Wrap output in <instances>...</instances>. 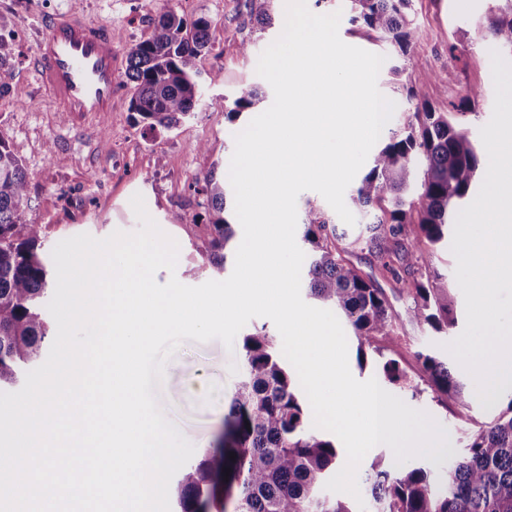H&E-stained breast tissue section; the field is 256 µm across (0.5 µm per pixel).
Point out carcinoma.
<instances>
[{
	"label": "carcinoma",
	"instance_id": "carcinoma-1",
	"mask_svg": "<svg viewBox=\"0 0 512 512\" xmlns=\"http://www.w3.org/2000/svg\"><path fill=\"white\" fill-rule=\"evenodd\" d=\"M271 0H245L256 25L271 23ZM353 29L391 41L409 55L417 38L412 0H349ZM211 21L189 22L175 10L160 15L151 34L127 44L129 111L151 131H171L194 112L202 97L197 59L211 51ZM480 28L512 48V0H499ZM481 97L471 88L446 112L415 109L404 127L391 131L373 155L351 201L368 217L355 237L337 233L318 207L303 215L304 284L309 295L342 313L356 336L357 358L397 339L387 294L346 259L356 251L392 279L413 276L410 312L415 323L436 330L452 323L454 293L429 269L425 251L448 236L451 214L481 181L476 145L451 119ZM257 89L242 85L229 118L253 109ZM210 215L203 225L210 267L225 270L236 224L225 217L226 183L209 171L197 180ZM29 176L0 135V385L16 381L19 369L39 362L48 324L41 308L49 272L41 257L44 230L23 221ZM244 375L224 406V431L200 462L178 470V512H354L347 494H322L336 471L335 441L309 427L311 411L295 374L278 356L276 338L261 329L243 339ZM425 384L467 408L470 393L448 367L419 353ZM384 381L419 392L399 364H382ZM465 452L448 460L445 488L432 486V470L413 464H375L363 479L372 512H512V399L491 423L471 421ZM236 458H230V455Z\"/></svg>",
	"mask_w": 512,
	"mask_h": 512
}]
</instances>
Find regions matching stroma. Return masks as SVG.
I'll return each mask as SVG.
<instances>
[{
	"instance_id": "stroma-1",
	"label": "stroma",
	"mask_w": 512,
	"mask_h": 512,
	"mask_svg": "<svg viewBox=\"0 0 512 512\" xmlns=\"http://www.w3.org/2000/svg\"><path fill=\"white\" fill-rule=\"evenodd\" d=\"M495 5L496 0H412L418 39L404 59L391 56L386 40L351 34L348 18H341L343 42L385 58L377 86L396 105L389 128H399L415 107L402 85L426 71L433 80L420 90L419 99L440 112L447 111L449 103L466 89L482 88L483 95L472 111L455 117L472 139H479L494 106L490 53L501 50L512 61V50L500 48L497 41L478 31L479 22ZM171 8L186 19L205 16L212 22L213 49L197 61L203 94L189 119L172 131L145 128L129 110L128 88L123 83L117 87L111 114H88L68 122L56 112L33 70L36 38L45 21L76 9L131 41L147 38L154 19ZM1 14L14 18L16 27L12 55L0 65V84L7 88L0 97V136L29 173L24 219L43 226L44 257H51L60 241L76 235L104 239L118 230H137L140 223L131 199L139 194L151 218L179 244L175 270H158L156 281L164 284L174 277L185 285L198 286L214 279L201 241V226L208 223V215L201 214L196 224L183 219L185 213L199 209V198L190 186L210 169L221 174L229 171L234 136L253 118L249 112L234 120L227 117L239 86H257L261 108L272 104L273 90L256 67L262 51L282 32L285 0H274L273 23L263 30L246 15L242 0H0ZM396 66L401 69L397 75L392 72ZM216 72L221 75L217 81L212 78ZM353 262L389 295L399 335L396 342L381 343L379 352L369 353L366 367H352L353 376L360 381L377 376L374 363L381 356L397 360L417 381L423 376L418 352L450 361L445 345L465 328L464 297L456 299L453 325L438 333L413 321L409 284L383 276L366 254H358ZM242 373L241 343L228 348L217 340L187 339L167 361L162 383L153 385L164 415L196 453L215 446L224 425V404ZM400 398L429 413L446 429L450 452L460 453L467 443V419L492 422L512 401V386L485 406L476 398L466 408L449 406L428 390L415 396L406 391Z\"/></svg>"
}]
</instances>
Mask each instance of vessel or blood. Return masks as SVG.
I'll return each instance as SVG.
<instances>
[{"label":"vessel or blood","instance_id":"vessel-or-blood-1","mask_svg":"<svg viewBox=\"0 0 512 512\" xmlns=\"http://www.w3.org/2000/svg\"><path fill=\"white\" fill-rule=\"evenodd\" d=\"M33 66L63 115L111 112L120 75L108 27L79 12L52 18L39 35Z\"/></svg>","mask_w":512,"mask_h":512}]
</instances>
